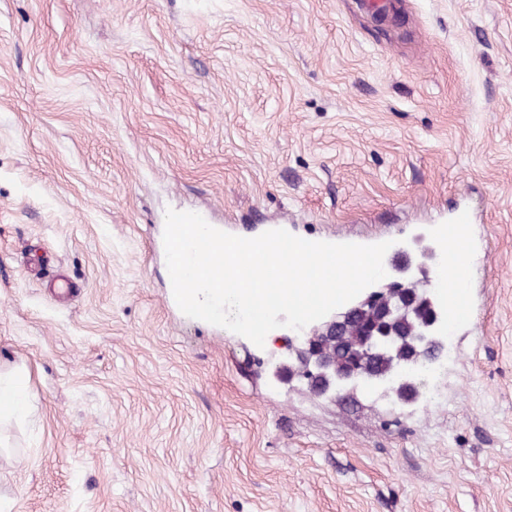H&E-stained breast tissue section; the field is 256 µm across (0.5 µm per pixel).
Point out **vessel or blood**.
I'll return each mask as SVG.
<instances>
[{"label": "vessel or blood", "instance_id": "1", "mask_svg": "<svg viewBox=\"0 0 512 512\" xmlns=\"http://www.w3.org/2000/svg\"><path fill=\"white\" fill-rule=\"evenodd\" d=\"M471 222V213L458 209L449 216L447 225L440 227L438 231L443 241L455 246L454 252L448 256V287L456 292L455 299L448 302L449 317L453 320L464 318L471 312L467 292L463 287L470 268L467 226Z\"/></svg>", "mask_w": 512, "mask_h": 512}]
</instances>
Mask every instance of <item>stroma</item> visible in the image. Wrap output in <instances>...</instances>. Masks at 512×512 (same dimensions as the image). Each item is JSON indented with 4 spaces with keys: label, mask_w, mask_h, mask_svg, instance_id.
Returning a JSON list of instances; mask_svg holds the SVG:
<instances>
[{
    "label": "stroma",
    "mask_w": 512,
    "mask_h": 512,
    "mask_svg": "<svg viewBox=\"0 0 512 512\" xmlns=\"http://www.w3.org/2000/svg\"><path fill=\"white\" fill-rule=\"evenodd\" d=\"M360 3L0 0L7 512H512V0ZM458 206L472 313L413 402L165 305L167 209L418 281ZM28 378L16 374L0 378V417L22 415L26 409Z\"/></svg>",
    "instance_id": "stroma-1"
}]
</instances>
